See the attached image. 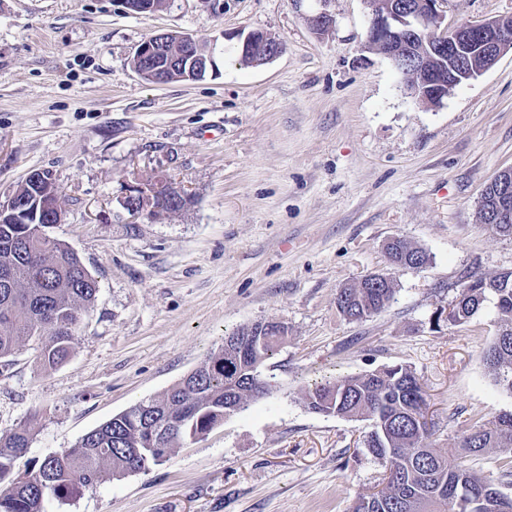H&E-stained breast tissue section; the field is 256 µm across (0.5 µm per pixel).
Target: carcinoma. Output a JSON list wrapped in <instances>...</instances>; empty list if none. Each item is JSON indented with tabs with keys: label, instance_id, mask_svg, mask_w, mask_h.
Instances as JSON below:
<instances>
[{
	"label": "carcinoma",
	"instance_id": "cac0c4a2",
	"mask_svg": "<svg viewBox=\"0 0 512 512\" xmlns=\"http://www.w3.org/2000/svg\"><path fill=\"white\" fill-rule=\"evenodd\" d=\"M394 269H419L427 252L401 239L386 245ZM0 368L12 363L19 346L40 345L44 366L67 360L83 317L95 301V280L82 261L58 239L33 224H0ZM448 320L462 324L488 297L496 300L502 323L485 354L494 381L512 394V272L468 280ZM395 294L393 281L370 275L339 289L336 305L350 322L384 309ZM288 338L282 330L244 326L224 338V349L158 397L142 400L82 437L78 444L13 477L0 491V512H44L47 497H63L107 476H122L167 461L172 449L240 412L269 391L260 368ZM308 409L346 421L369 420L364 444L385 468L382 500L357 497L350 512H512V498L492 481L426 442L427 409L417 374L402 365L316 383L304 395ZM30 420L0 436V479L11 473L34 434ZM460 447L470 454L490 449L504 456L501 477L512 478V414L466 431Z\"/></svg>",
	"mask_w": 512,
	"mask_h": 512
}]
</instances>
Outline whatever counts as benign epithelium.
I'll list each match as a JSON object with an SVG mask.
<instances>
[{
	"mask_svg": "<svg viewBox=\"0 0 512 512\" xmlns=\"http://www.w3.org/2000/svg\"><path fill=\"white\" fill-rule=\"evenodd\" d=\"M440 2L442 0H417L416 6L402 9L397 0H386L379 5L369 0L371 17L366 35L368 46L385 55L407 76L411 94L434 105L448 95L454 82L475 78L493 66L502 55V47L512 43V18L504 16L448 26L444 24L439 10ZM122 4L130 13L145 17L158 9L156 0H122ZM304 19L316 32H323L334 23L333 16L324 9L306 12ZM424 36L434 44L436 52L447 54L460 64L456 81L452 82L442 75L433 66V57L414 44L415 38ZM164 37V33L159 37L154 36L138 46L135 57L141 62V67L136 69L140 77L150 75L157 81L164 75L167 69L163 61L167 48ZM260 49L266 50L268 58L273 59L283 52L284 46L263 31L250 32L239 41L243 57H250ZM477 57L483 58L486 64L482 67L470 66V62ZM496 180L498 195L495 209L499 219L506 221L512 215V170L502 172ZM171 186L173 183L165 177H158L146 186L128 184L120 198V205L134 218L149 215L155 221L160 214H150L152 197ZM29 208L36 216L48 215V220L53 224L63 221L61 205L50 204L45 201L44 195L37 194L28 202L14 193L6 201L0 202V224L16 223L20 214Z\"/></svg>",
	"mask_w": 512,
	"mask_h": 512,
	"instance_id": "1",
	"label": "benign epithelium"
}]
</instances>
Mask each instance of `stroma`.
Here are the masks:
<instances>
[{
	"mask_svg": "<svg viewBox=\"0 0 512 512\" xmlns=\"http://www.w3.org/2000/svg\"><path fill=\"white\" fill-rule=\"evenodd\" d=\"M164 0L149 17L121 0H0V201L35 169L61 190L51 236L97 283L69 358L46 367L23 344L0 371V435L37 425L21 473L74 447L138 401L162 394L258 321L288 326L261 367L268 395L160 465L48 498L45 512H348L384 468L368 421L311 412L314 383L403 365L427 397L429 443L502 482L503 457L463 454L460 436L512 412L484 363L494 301L444 320L466 277L512 271V236L479 224L485 187L512 169V50L440 104L368 48L367 0ZM451 24L512 16V0H444ZM284 45L238 63L241 36ZM188 34L214 48L215 72L155 85L132 68L138 45ZM168 177L190 197L154 222L131 221L126 184ZM425 250L391 269L384 245ZM391 273L380 313L346 321L339 288Z\"/></svg>",
	"mask_w": 512,
	"mask_h": 512,
	"instance_id": "35a3bbf8",
	"label": "stroma"
}]
</instances>
